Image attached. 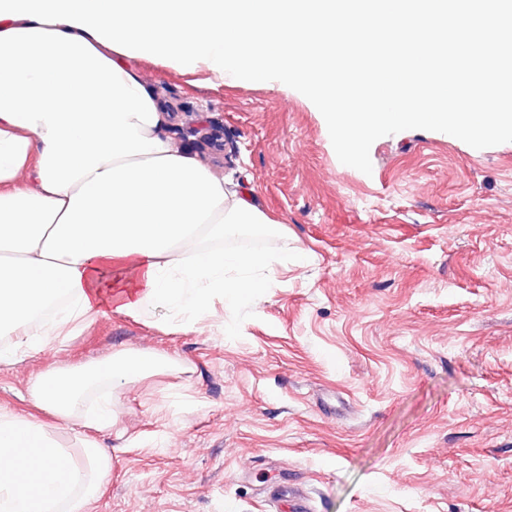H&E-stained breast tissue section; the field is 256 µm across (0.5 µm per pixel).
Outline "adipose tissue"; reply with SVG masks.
<instances>
[{"label": "adipose tissue", "instance_id": "1", "mask_svg": "<svg viewBox=\"0 0 512 512\" xmlns=\"http://www.w3.org/2000/svg\"><path fill=\"white\" fill-rule=\"evenodd\" d=\"M266 222L173 148L125 54L64 23L0 20V335L12 339L0 363L42 351L72 323L164 311L191 330L213 296L253 298L274 256L224 242ZM173 365L117 354L79 372L50 367L30 393L67 423L105 382L84 417L105 431L113 389ZM111 468L95 439L75 453L0 409V512H89Z\"/></svg>", "mask_w": 512, "mask_h": 512}]
</instances>
